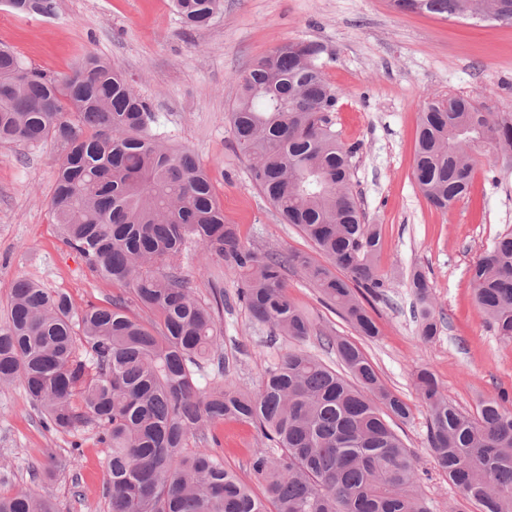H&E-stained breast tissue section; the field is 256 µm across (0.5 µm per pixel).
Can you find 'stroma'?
I'll list each match as a JSON object with an SVG mask.
<instances>
[{"mask_svg":"<svg viewBox=\"0 0 512 512\" xmlns=\"http://www.w3.org/2000/svg\"><path fill=\"white\" fill-rule=\"evenodd\" d=\"M53 17L18 16L0 5V43L33 67L69 73L84 55L111 59L153 106L161 130L189 148L212 178L224 214L258 253H312L293 225L280 223L253 185L226 119L238 78L274 46L307 41L324 48V73L339 94L336 129L353 145V190L365 221L382 227L378 266L391 282L371 313L379 334L359 335L326 306L301 274L284 275L289 297L317 327L356 342L385 383L411 407L399 433L416 455L431 512H474L440 470L427 444L426 410L413 375L432 371L443 395L461 409L512 395V340L496 335L477 307L470 269L497 237L512 231V166L480 157L468 197L448 210L430 206L413 177L421 101L464 96L512 113V25L480 18L445 19L402 12L390 0H224L212 25L185 28L170 0H56ZM64 143H0V323L12 288L26 278L66 292L76 308L104 304L119 287L96 277L61 240L50 212ZM195 295L224 291L221 327L230 379L257 389L285 350L284 339L254 325L237 300L236 272L222 260L186 251ZM425 272L437 336L422 339L412 315L410 276ZM220 447L202 434L187 452L216 449L226 468L254 484L250 458L266 442L253 426L218 427ZM106 448L93 425L77 435L45 428L21 385L0 387V493L35 486L60 512H111L103 493Z\"/></svg>","mask_w":512,"mask_h":512,"instance_id":"1","label":"stroma"}]
</instances>
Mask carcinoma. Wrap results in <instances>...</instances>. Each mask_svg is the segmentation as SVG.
<instances>
[{
    "mask_svg": "<svg viewBox=\"0 0 512 512\" xmlns=\"http://www.w3.org/2000/svg\"><path fill=\"white\" fill-rule=\"evenodd\" d=\"M19 15H55L56 0H5ZM205 27L224 0H172ZM401 11L512 24V0H392ZM323 48L287 41L239 80L229 112L255 187L329 264L290 252L263 255L224 218L209 173L165 139L152 105L118 66L82 57L63 76L30 66L0 45V143L67 145L50 200L64 243L124 294L74 308L63 292L15 282L0 328V384H19L47 427L74 434L89 422L108 449L104 494L112 512H430L417 459L395 430L409 405L350 339L314 322L288 296L284 272L308 279L323 302L362 336L379 329L367 305L385 297L377 261L381 229L367 224L351 185L354 149L336 131L339 93L326 80ZM512 150V113L462 96L420 107L414 176L427 202L446 210L470 193L481 151ZM224 259L240 277L237 300L253 324L288 340L260 386L224 381V291L197 299L183 268L186 245ZM477 306L512 339V232L472 268ZM421 337L437 320L428 281L416 272ZM149 313L144 321L130 304ZM317 337L332 367L300 343ZM216 373L202 383L203 362ZM414 388L428 413L427 442L448 481L476 512H512V401L464 411L419 370ZM256 427L277 448L255 450L263 495L224 467L222 456L184 453L190 436L224 423ZM0 512H58L30 489L0 495Z\"/></svg>",
    "mask_w": 512,
    "mask_h": 512,
    "instance_id": "carcinoma-1",
    "label": "carcinoma"
}]
</instances>
